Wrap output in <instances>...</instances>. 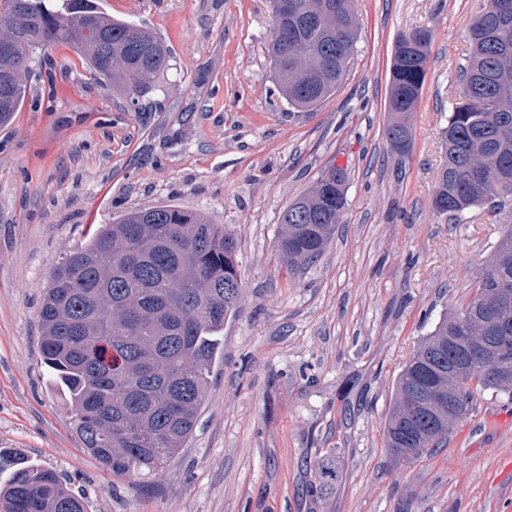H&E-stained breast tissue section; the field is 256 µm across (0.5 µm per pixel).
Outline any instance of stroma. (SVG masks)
<instances>
[{
  "instance_id": "35a3bbf8",
  "label": "stroma",
  "mask_w": 512,
  "mask_h": 512,
  "mask_svg": "<svg viewBox=\"0 0 512 512\" xmlns=\"http://www.w3.org/2000/svg\"><path fill=\"white\" fill-rule=\"evenodd\" d=\"M154 28L171 68L129 111L69 49L57 94L32 86L0 127V448L82 489L89 512H512V400L479 392L443 447L409 460L384 429L409 355L467 299L512 225L436 214L441 133L485 0H353L356 49L336 92L299 112L279 92L268 0H100ZM432 39L409 154L391 150L397 39ZM347 174L341 222L297 271L276 250L280 215L330 168ZM197 209L234 235L243 288L197 426L157 476H113L84 450L49 385L37 312L50 271L127 210ZM338 471L315 497L314 458Z\"/></svg>"
}]
</instances>
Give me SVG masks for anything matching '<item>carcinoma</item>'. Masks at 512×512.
I'll list each match as a JSON object with an SVG mask.
<instances>
[{
  "instance_id": "1",
  "label": "carcinoma",
  "mask_w": 512,
  "mask_h": 512,
  "mask_svg": "<svg viewBox=\"0 0 512 512\" xmlns=\"http://www.w3.org/2000/svg\"><path fill=\"white\" fill-rule=\"evenodd\" d=\"M487 0L470 28L472 53L460 70L463 101L448 115L434 211L502 209L512 192V12ZM90 29L99 39H90ZM351 0H288L273 28L271 58L283 96L312 111L340 86L357 41ZM431 35L418 28L394 48L385 135L405 155L410 112L422 93ZM72 49L119 88L135 112L170 69L165 40L98 7L95 0H0V126L11 121L32 82L43 78L39 51ZM345 173L332 169L281 215L277 250L298 268L323 254L346 205ZM242 288L237 244L222 224L174 204L131 209L95 228L87 243L51 272L38 312L41 350L65 396L73 429L108 472L147 478L162 471L195 429L222 354L224 319ZM512 225L478 274L468 300L444 314L404 365L385 427L397 459L418 457L448 438L481 391L512 395ZM492 336L496 364L466 360ZM0 512H87L85 497L56 470L0 449ZM321 495L336 471L314 461Z\"/></svg>"
}]
</instances>
